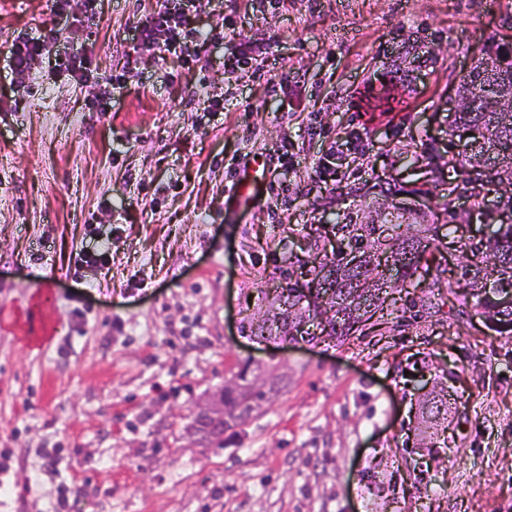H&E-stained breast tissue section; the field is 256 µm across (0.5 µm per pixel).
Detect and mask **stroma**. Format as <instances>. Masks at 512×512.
Returning <instances> with one entry per match:
<instances>
[{"instance_id": "35a3bbf8", "label": "stroma", "mask_w": 512, "mask_h": 512, "mask_svg": "<svg viewBox=\"0 0 512 512\" xmlns=\"http://www.w3.org/2000/svg\"><path fill=\"white\" fill-rule=\"evenodd\" d=\"M155 5L101 0L79 24L0 0V512H512V336L456 296L476 215L440 227L437 269L344 341L246 330L357 194L393 177L441 210L451 172L405 156L447 151L459 76L512 43V0H207L200 70L140 39ZM226 18L263 49V78L225 68ZM49 32L89 50L100 82L39 57L13 87L8 45ZM283 150L336 163L235 211L229 164ZM99 248L107 274L75 271ZM245 361L287 387L201 447L198 405ZM440 390L448 417L426 438Z\"/></svg>"}]
</instances>
